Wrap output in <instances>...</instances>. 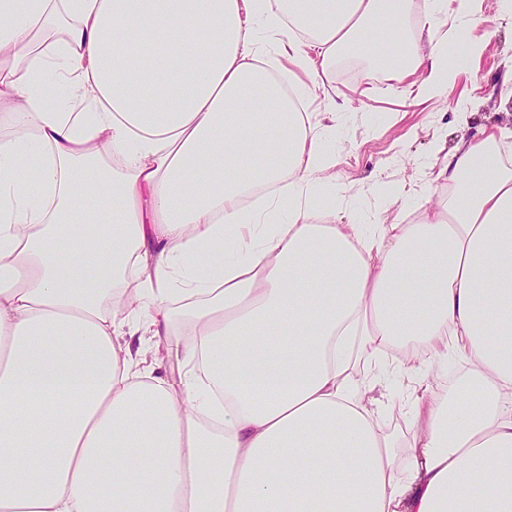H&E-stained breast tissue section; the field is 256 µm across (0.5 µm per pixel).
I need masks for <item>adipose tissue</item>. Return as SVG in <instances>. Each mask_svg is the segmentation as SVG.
I'll return each instance as SVG.
<instances>
[{
    "label": "adipose tissue",
    "instance_id": "obj_1",
    "mask_svg": "<svg viewBox=\"0 0 512 512\" xmlns=\"http://www.w3.org/2000/svg\"><path fill=\"white\" fill-rule=\"evenodd\" d=\"M472 2L0 0V512H512L505 132L336 224L295 107L356 50L446 95ZM420 379L430 381L429 378L424 374H420L417 378L411 381L401 378L399 380L397 390H392V388L389 386V392L391 393L393 403L390 409L387 411L382 423L383 429L386 432L394 431L398 425L403 426L402 413L404 410L406 394L411 390L413 386H415V381Z\"/></svg>",
    "mask_w": 512,
    "mask_h": 512
}]
</instances>
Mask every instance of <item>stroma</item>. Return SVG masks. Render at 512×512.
<instances>
[{"mask_svg": "<svg viewBox=\"0 0 512 512\" xmlns=\"http://www.w3.org/2000/svg\"><path fill=\"white\" fill-rule=\"evenodd\" d=\"M483 7L497 34L475 71L460 74L446 97L421 102L369 54L357 52L336 64L326 95L310 101L312 122L328 126L333 98L354 97L334 147L336 223L396 217L398 206L380 189L417 193L439 150H452L485 123L512 130V20L497 18L496 0Z\"/></svg>", "mask_w": 512, "mask_h": 512, "instance_id": "obj_1", "label": "stroma"}]
</instances>
